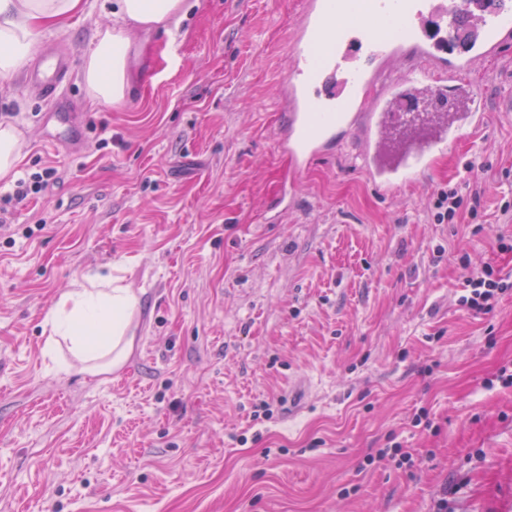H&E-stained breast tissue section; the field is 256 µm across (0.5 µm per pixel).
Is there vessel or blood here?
Segmentation results:
<instances>
[{
  "label": "vessel or blood",
  "mask_w": 512,
  "mask_h": 512,
  "mask_svg": "<svg viewBox=\"0 0 512 512\" xmlns=\"http://www.w3.org/2000/svg\"><path fill=\"white\" fill-rule=\"evenodd\" d=\"M457 21L444 0H304L278 137L294 173L326 154L342 129L354 133L379 190L390 192L430 170L459 131L484 127L486 100L467 76L512 45V5L477 16L461 54L446 45ZM69 69L65 49L49 44L26 85L60 105Z\"/></svg>",
  "instance_id": "vessel-or-blood-1"
}]
</instances>
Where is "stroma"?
I'll list each match as a JSON object with an SVG mask.
<instances>
[{
    "label": "stroma",
    "mask_w": 512,
    "mask_h": 512,
    "mask_svg": "<svg viewBox=\"0 0 512 512\" xmlns=\"http://www.w3.org/2000/svg\"><path fill=\"white\" fill-rule=\"evenodd\" d=\"M108 9L40 38L69 51L71 113L0 83L24 142L0 194L58 170L0 223V512H512V289L487 314L457 302L468 269L512 276V48L472 75L488 126L420 179L381 193L343 133L285 207L301 0H186L133 33L139 77L112 106L83 82ZM471 177L483 231L435 223ZM108 267L141 298L134 349L55 375L43 320ZM397 445L408 463L378 459Z\"/></svg>",
    "instance_id": "stroma-1"
}]
</instances>
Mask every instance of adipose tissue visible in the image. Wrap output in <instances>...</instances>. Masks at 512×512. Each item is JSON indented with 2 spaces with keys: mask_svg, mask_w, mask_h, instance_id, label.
Returning <instances> with one entry per match:
<instances>
[{
  "mask_svg": "<svg viewBox=\"0 0 512 512\" xmlns=\"http://www.w3.org/2000/svg\"><path fill=\"white\" fill-rule=\"evenodd\" d=\"M114 24L99 31L84 59L83 80L90 100L116 104L131 85L129 26L144 30L168 27L184 10V0H109ZM84 9L83 0H0V81L12 78L31 59L48 28L61 26ZM140 298L111 272L74 281L50 309L42 349L55 374H69L58 356L67 347L86 373L111 372L128 358L134 336L131 319Z\"/></svg>",
  "mask_w": 512,
  "mask_h": 512,
  "instance_id": "1",
  "label": "adipose tissue"
}]
</instances>
